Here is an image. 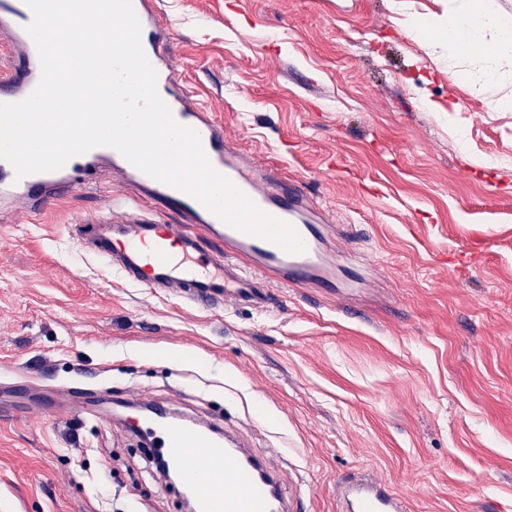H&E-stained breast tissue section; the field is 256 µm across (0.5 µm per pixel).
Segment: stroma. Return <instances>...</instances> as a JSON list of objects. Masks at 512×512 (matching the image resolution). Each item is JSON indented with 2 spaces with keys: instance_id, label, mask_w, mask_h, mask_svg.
<instances>
[{
  "instance_id": "35a3bbf8",
  "label": "stroma",
  "mask_w": 512,
  "mask_h": 512,
  "mask_svg": "<svg viewBox=\"0 0 512 512\" xmlns=\"http://www.w3.org/2000/svg\"><path fill=\"white\" fill-rule=\"evenodd\" d=\"M157 0L182 81L250 162L328 207L367 287L271 283L211 309L141 288L75 222L137 193L113 171L41 222H0V362L86 384L87 414L0 391V512H182L127 424L143 396L221 419L290 512L374 479L407 512H512V55L449 83L410 18L448 0ZM438 104L431 112L422 100Z\"/></svg>"
}]
</instances>
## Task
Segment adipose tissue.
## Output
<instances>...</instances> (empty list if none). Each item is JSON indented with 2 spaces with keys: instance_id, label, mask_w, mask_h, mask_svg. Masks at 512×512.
I'll return each instance as SVG.
<instances>
[{
  "instance_id": "adipose-tissue-1",
  "label": "adipose tissue",
  "mask_w": 512,
  "mask_h": 512,
  "mask_svg": "<svg viewBox=\"0 0 512 512\" xmlns=\"http://www.w3.org/2000/svg\"><path fill=\"white\" fill-rule=\"evenodd\" d=\"M447 16L416 20L411 30L432 33L448 58L466 57L470 71L491 81L502 55L512 53V21L497 10L495 0H450Z\"/></svg>"
}]
</instances>
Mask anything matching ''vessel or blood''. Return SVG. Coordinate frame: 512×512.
<instances>
[{
	"instance_id": "b4317fda",
	"label": "vessel or blood",
	"mask_w": 512,
	"mask_h": 512,
	"mask_svg": "<svg viewBox=\"0 0 512 512\" xmlns=\"http://www.w3.org/2000/svg\"><path fill=\"white\" fill-rule=\"evenodd\" d=\"M140 20L141 43L157 72V88L174 120L200 137L210 165L268 215L290 224L305 249L289 253L273 242L226 225L198 199L146 175L114 148L101 146L73 157L52 172L17 177L12 165L0 159V208L26 205L40 214L64 191L91 179L109 165L178 216L171 224L132 205L101 218L83 220L81 236L91 239L96 254L110 260L124 278L142 288H171L194 303L220 307L248 302L262 306L265 291L258 277L282 283L320 285L353 290L358 279L338 264L328 240L330 216L316 207L296 184H284L274 174L257 173L228 142L211 112L190 104L189 93L177 76L170 35L149 0H132ZM32 12L25 0H0V29L8 32L16 51L9 76L0 80V102L25 99L36 88L41 66L36 46L26 32ZM146 434L169 466L178 469L191 493L196 512H272L275 479H261L250 455L225 444L221 429L170 418L163 407L140 420ZM346 512H406L403 496L375 482L348 486Z\"/></svg>"
}]
</instances>
